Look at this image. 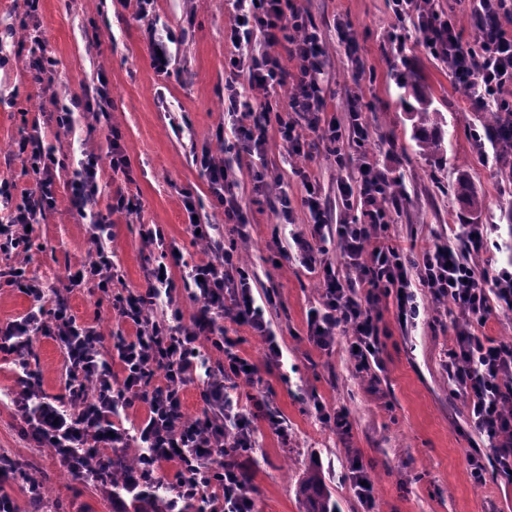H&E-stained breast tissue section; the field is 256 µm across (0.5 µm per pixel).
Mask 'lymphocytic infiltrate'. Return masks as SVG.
Wrapping results in <instances>:
<instances>
[{"instance_id":"obj_1","label":"lymphocytic infiltrate","mask_w":512,"mask_h":512,"mask_svg":"<svg viewBox=\"0 0 512 512\" xmlns=\"http://www.w3.org/2000/svg\"><path fill=\"white\" fill-rule=\"evenodd\" d=\"M472 11L481 32L480 51L469 48L451 14L428 12L431 28L423 38L446 59L474 111L512 113V33L500 24L501 14L512 11V0H472ZM233 17L227 37L234 49L235 79L226 89L238 153L264 160L268 129L259 117L271 115L289 156L305 155L307 147L318 143L325 145L338 170L357 171L355 183L340 182L338 191L344 209L360 208L361 216L338 223L318 180L306 170L296 172L303 189L301 204L313 231L307 237L294 236L293 243L305 267L322 271V301L307 313L309 341L329 351L337 328L352 327L349 357L366 370L379 356L370 310L382 299L393 298L399 316L408 321L419 315L416 289H424L431 300L451 301L463 325L448 351V378L467 396L474 429L494 442L500 474L512 475V415L504 410L512 401V341L484 340L477 334L496 309L512 310V271L492 275L467 260L482 248L494 225H455L453 244L424 245L415 260L403 248L385 244L388 182L369 157L350 152L371 136L357 106L349 105L341 118L324 109L326 51L319 27L292 0H233ZM286 56L294 60V70H286ZM240 78L259 91L257 101L243 98L236 85ZM285 86L289 95L277 99V90ZM55 163L48 154H27L25 169L35 180L32 200L15 203L13 184L0 183V251L29 248L31 225L55 208ZM200 165L224 208V222L198 223L195 202L188 197L183 201L190 217L188 232L202 240L223 236L228 229L246 237L248 217L230 191L231 160L205 153ZM98 167V157L86 155L70 182L73 205L78 212L91 214V238L97 249L95 259L70 273L68 281L73 288L90 284L106 292L112 286V260L103 247L112 237L110 216L135 210L138 204L118 191L107 213L92 211ZM331 229L356 270V279H340L332 267L322 264L314 244ZM183 279L192 283L191 297L197 304L191 320H184L182 310L174 306L175 280L170 267L161 263L149 269L145 289L116 296L112 302L116 316L134 328V335L119 333L107 341L95 326L76 323L64 301L47 310L45 292L30 278L25 263L0 267V283L19 288L31 299L25 316L0 327V353L12 356L15 365L10 400L27 436L49 446L71 475L103 494L112 492L115 452L135 446L139 462L124 476L125 494L160 488V470L173 463L178 512H254L239 452L252 445L255 413L234 402L229 391L239 379H253L255 372L217 318L225 314L249 326L265 345L268 359L279 360L282 349L233 250L217 248L213 259L192 266ZM360 288L365 291L361 297L356 294ZM37 334L54 337L64 352L68 402L43 395L38 376L30 369ZM206 342L223 352L222 362L209 365L201 351ZM198 377L205 385L204 407L189 422L183 413L184 388ZM137 403L146 405L147 416L130 430L122 416Z\"/></svg>"}]
</instances>
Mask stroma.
Here are the masks:
<instances>
[{
  "label": "stroma",
  "instance_id": "obj_1",
  "mask_svg": "<svg viewBox=\"0 0 512 512\" xmlns=\"http://www.w3.org/2000/svg\"><path fill=\"white\" fill-rule=\"evenodd\" d=\"M322 30L326 65L323 78L327 112L343 115L357 98L373 132L362 151L405 195L390 209L389 243L423 247L447 239L453 224H493L485 251L474 262L489 273L512 265V225L501 221L512 210V180L477 152L470 134L487 116L472 111L463 88L447 64L430 54L410 22L398 21L387 0H293ZM156 28L135 17L134 0H39L27 17L24 0H0V33L7 36L8 59L0 65V181L15 184V199L34 187L24 173L15 144L30 136V149H52L58 202L36 225L24 254L28 270L46 290L48 305L64 298L70 314L91 323L104 336L121 324L111 309V294L145 287L146 268L159 262L174 274L208 260L204 241L186 231L185 196L196 200L200 223L219 224L224 215L199 160L203 152L233 156L235 134L224 112V86L232 46L224 31L232 21L228 0H156ZM351 23L357 45L349 53L334 23ZM173 35L166 72L154 69L152 36ZM43 41L54 61L53 83L35 82L27 69L33 39ZM410 68L419 89L443 112L447 153L438 162L420 153L412 139L413 93L398 88L396 71ZM106 73L111 102L98 115L83 113L79 102L92 95L98 73ZM75 104L71 131L57 125V108ZM120 133L127 148V173L113 172L109 140ZM100 157L96 210L107 211L116 190L138 197L140 211L112 217L111 294L84 287L68 290V275L94 252L87 219L69 202V183L88 153ZM278 136L267 147V179L274 192L300 199L292 167L317 178L323 196L335 199L347 172L337 170L325 149L287 165ZM255 167L241 161L234 191L246 205L250 237L237 241L225 232V244L237 245L252 278V294L267 306L283 350L281 364L267 363L264 347L244 325L228 323L238 348L258 367L254 380L238 381L233 397L240 404H264L255 423L254 446L240 461L247 473L255 512H302L297 495L311 469H321L337 512H512V484L496 471V454L485 436L471 427L468 400L448 380L445 354L454 338L456 309L450 302L427 304L415 325L403 326L392 299L380 302L374 323L380 339L381 368L359 371L338 332L332 351L320 350L306 335V314L318 304L323 288L316 274L300 262L292 237L311 230L305 215L280 223L264 197L253 192ZM483 197L481 212L461 199L460 182ZM155 224L162 245H145L142 225ZM31 364L41 375L44 395L67 394L61 348L46 336L35 337ZM15 386L14 366L0 353V455L17 467L36 464L44 484L42 512H112L110 501L74 479L49 449L37 447L15 417L8 394ZM345 413L348 433L337 431L332 417ZM288 427L287 437L269 428L267 416ZM478 457L483 470L469 463ZM360 459L373 486L374 505H365L351 486L353 459Z\"/></svg>",
  "mask_w": 512,
  "mask_h": 512
}]
</instances>
